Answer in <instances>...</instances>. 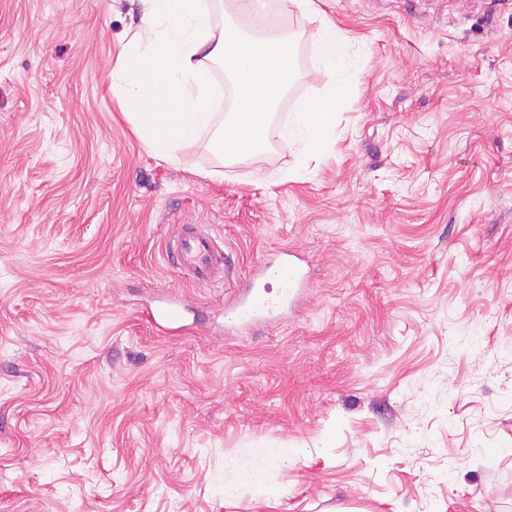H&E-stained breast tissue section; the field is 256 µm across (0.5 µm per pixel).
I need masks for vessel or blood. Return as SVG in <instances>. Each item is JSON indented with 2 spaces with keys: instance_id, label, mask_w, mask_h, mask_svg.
I'll return each instance as SVG.
<instances>
[{
  "instance_id": "vessel-or-blood-1",
  "label": "vessel or blood",
  "mask_w": 512,
  "mask_h": 512,
  "mask_svg": "<svg viewBox=\"0 0 512 512\" xmlns=\"http://www.w3.org/2000/svg\"><path fill=\"white\" fill-rule=\"evenodd\" d=\"M164 258L176 269L192 271L199 282L216 278L219 270L215 265V243L211 236L196 231L178 235L174 246L166 248ZM281 283L277 295L269 296L255 292L244 296L224 310V327L234 331L246 328L259 321L275 320L293 301L299 288L305 281L301 268L294 261L290 250L280 251L276 257L269 259L263 268ZM149 320L166 331L180 332L181 317L172 306L162 305L151 311Z\"/></svg>"
}]
</instances>
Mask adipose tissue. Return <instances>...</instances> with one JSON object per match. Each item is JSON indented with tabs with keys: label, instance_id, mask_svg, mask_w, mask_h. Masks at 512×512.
I'll use <instances>...</instances> for the list:
<instances>
[{
	"label": "adipose tissue",
	"instance_id": "obj_1",
	"mask_svg": "<svg viewBox=\"0 0 512 512\" xmlns=\"http://www.w3.org/2000/svg\"><path fill=\"white\" fill-rule=\"evenodd\" d=\"M139 2L140 24L120 48L112 89L150 154L175 162L180 150L206 133L211 150L226 161L243 162L263 153L272 135L270 116L297 76L290 40L245 39L232 23L218 20L209 0ZM289 2L320 17L314 43L330 72L326 93L333 99L343 97L348 69L342 35L321 18L316 0ZM216 59L244 88L235 109L221 118L214 112L210 72ZM331 131V113L307 101L279 135L313 151Z\"/></svg>",
	"mask_w": 512,
	"mask_h": 512
}]
</instances>
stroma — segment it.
<instances>
[{"mask_svg":"<svg viewBox=\"0 0 512 512\" xmlns=\"http://www.w3.org/2000/svg\"><path fill=\"white\" fill-rule=\"evenodd\" d=\"M266 3L299 57L275 127L315 101L333 133L228 165L122 114L135 0H0V512H512V0ZM179 224L235 279L170 268ZM284 249L281 323L225 332ZM162 294L198 327L153 326ZM314 43L319 59L330 72L331 84L326 94L332 99L341 98L348 86V68L343 63V37L330 21L321 19Z\"/></svg>","mask_w":512,"mask_h":512,"instance_id":"stroma-1","label":"stroma"}]
</instances>
